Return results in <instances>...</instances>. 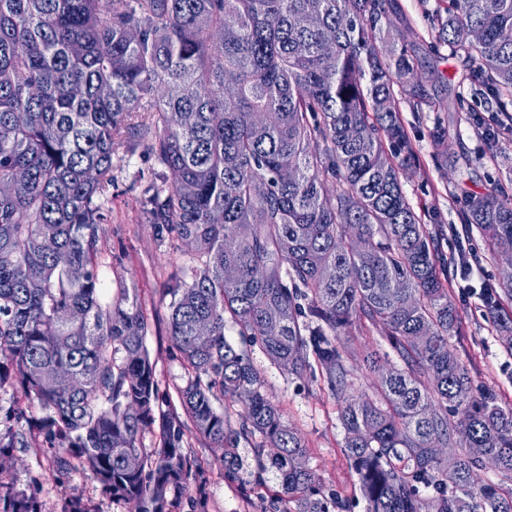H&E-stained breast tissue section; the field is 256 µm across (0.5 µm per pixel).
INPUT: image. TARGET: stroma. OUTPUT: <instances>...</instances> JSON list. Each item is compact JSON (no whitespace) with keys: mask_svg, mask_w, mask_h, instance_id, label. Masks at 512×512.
I'll return each instance as SVG.
<instances>
[{"mask_svg":"<svg viewBox=\"0 0 512 512\" xmlns=\"http://www.w3.org/2000/svg\"><path fill=\"white\" fill-rule=\"evenodd\" d=\"M410 20L408 41H434L432 17L440 0H398ZM439 68L460 93L462 109L447 112H419L410 102H402L400 116L417 153L418 165L406 172L404 191L421 216L440 214L439 248L448 258L458 257L461 239H468L474 269L470 285L459 275H450L448 288L461 322L450 342L468 368L475 386L495 391L503 406H512V352L499 341L497 321L489 315L480 286H500L503 271L485 250L478 233H466L463 221L466 193L498 188L512 196V136L499 135L488 143L484 127L473 123L474 115H485L487 105L471 86L469 65L464 56L451 55L440 46ZM446 122L448 138L444 148H436L432 132L436 122ZM114 162L116 179L112 185V214L102 226L101 244L110 263L106 271L109 291L120 287L137 289L148 324L145 343L154 364L159 388L176 395L188 375L167 329L168 300L162 291L172 275L190 262L186 248L178 241L157 244L133 192L129 190L135 170L151 167L148 158L129 156L125 144H117ZM249 358L259 369L265 390L281 410L289 425L298 430L308 451L309 465L319 476L325 492L338 494L349 512H365L366 503L358 476L347 458L344 431L338 419V403L323 381L320 370L304 378L283 373L265 356L259 345L248 348ZM24 409L27 417L14 416ZM40 409L15 384L0 386V437L13 440V479L18 489L36 494L46 512H65L71 498L79 497L93 512H134L132 504L112 499L92 474L77 468L65 474L53 469V455L30 429L28 421ZM184 452L193 462V475L186 494L175 500L172 512H290L292 505L281 496L275 473L255 483L254 443L240 441L237 455L240 468L235 478L224 475L220 449L209 447L193 430H186Z\"/></svg>","mask_w":512,"mask_h":512,"instance_id":"stroma-1","label":"stroma"}]
</instances>
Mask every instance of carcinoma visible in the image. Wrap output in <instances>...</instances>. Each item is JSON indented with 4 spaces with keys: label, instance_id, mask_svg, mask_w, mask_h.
Listing matches in <instances>:
<instances>
[{
    "label": "carcinoma",
    "instance_id": "cac0c4a2",
    "mask_svg": "<svg viewBox=\"0 0 512 512\" xmlns=\"http://www.w3.org/2000/svg\"><path fill=\"white\" fill-rule=\"evenodd\" d=\"M442 2L436 43L465 54L493 124H512V0ZM398 14V0H0V386L37 402L56 471L85 468L135 512H168L193 466L180 407L225 476L239 439L257 436L256 482L273 471L296 512H340L298 466L305 442L227 339L229 319L289 375L321 367L367 512H512V407L474 388L449 342L448 262L401 182L418 158L400 100L455 102L426 93L443 73L391 34ZM120 141L160 166L130 185L155 239L191 254L163 292L191 372L178 407L137 290L102 299ZM465 223L512 266L511 197L470 195ZM505 298L512 279L485 304L512 351ZM353 327L390 347L363 354L372 397L353 393ZM220 397L241 404L240 428ZM487 458L501 483L473 479ZM7 473L0 512H43Z\"/></svg>",
    "mask_w": 512,
    "mask_h": 512
}]
</instances>
